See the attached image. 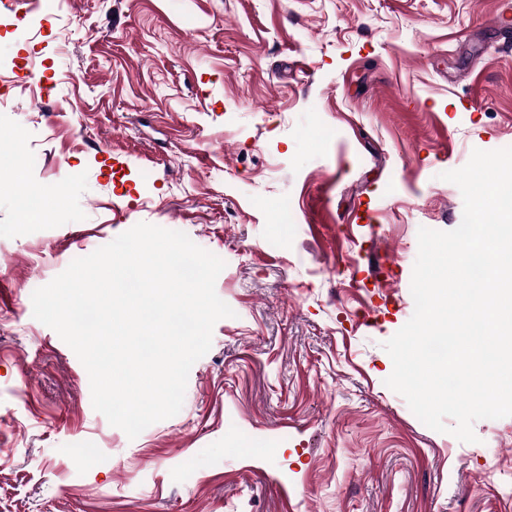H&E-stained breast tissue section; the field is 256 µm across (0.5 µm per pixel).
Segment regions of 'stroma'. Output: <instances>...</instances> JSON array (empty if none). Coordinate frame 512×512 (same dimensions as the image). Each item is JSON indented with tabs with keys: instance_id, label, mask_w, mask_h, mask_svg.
Wrapping results in <instances>:
<instances>
[{
	"instance_id": "obj_1",
	"label": "stroma",
	"mask_w": 512,
	"mask_h": 512,
	"mask_svg": "<svg viewBox=\"0 0 512 512\" xmlns=\"http://www.w3.org/2000/svg\"><path fill=\"white\" fill-rule=\"evenodd\" d=\"M507 8L31 0L25 37L0 7V512H512V416L473 443L428 428L383 348L414 312L419 228L462 221L441 173L512 147ZM17 171L62 185L51 221L21 213ZM141 222L223 259L235 315L132 440L31 296Z\"/></svg>"
}]
</instances>
